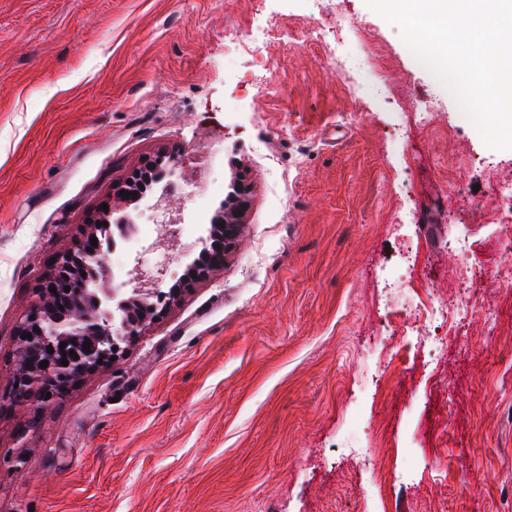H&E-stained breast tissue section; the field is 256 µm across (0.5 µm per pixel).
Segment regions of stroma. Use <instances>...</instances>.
Here are the masks:
<instances>
[{"label":"stroma","mask_w":512,"mask_h":512,"mask_svg":"<svg viewBox=\"0 0 512 512\" xmlns=\"http://www.w3.org/2000/svg\"><path fill=\"white\" fill-rule=\"evenodd\" d=\"M269 21L270 88L245 87L237 42ZM171 153L194 195L166 272L239 174L235 247L55 403H0V512H512V150L365 0H0V396L50 259L106 199L140 215L107 274L130 279L158 226L117 191ZM459 235L453 340L412 307L456 293Z\"/></svg>","instance_id":"1"}]
</instances>
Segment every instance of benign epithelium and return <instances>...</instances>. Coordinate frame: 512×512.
<instances>
[{"mask_svg":"<svg viewBox=\"0 0 512 512\" xmlns=\"http://www.w3.org/2000/svg\"><path fill=\"white\" fill-rule=\"evenodd\" d=\"M177 163L174 154L152 161L145 171H136L128 178L129 191H136V186L146 177L158 182L165 174H174ZM230 201L233 210L222 206L216 210L211 220L209 244L187 266L185 276L195 272V282L222 266L235 245L241 218L248 208V187L244 181L234 184ZM94 236L96 232H89L77 247L59 252L55 262L47 267L39 288L40 300L23 317L16 334L19 367L8 395L13 403L33 399L52 403L84 375L111 363V358L121 351L120 342L140 335L180 293L178 288L157 289L165 276L160 267H136L134 277L129 280L132 288L127 297L119 288L102 287L105 256L115 248L116 241H99L93 246ZM88 245L89 252L84 250ZM52 288L56 292H50ZM86 342L90 343L88 349L83 348ZM62 343L66 344L63 350ZM50 347L54 349L52 354L48 352ZM63 359L68 365L61 363ZM44 360L48 361V367L42 369L40 363Z\"/></svg>","mask_w":512,"mask_h":512,"instance_id":"obj_1","label":"benign epithelium"}]
</instances>
